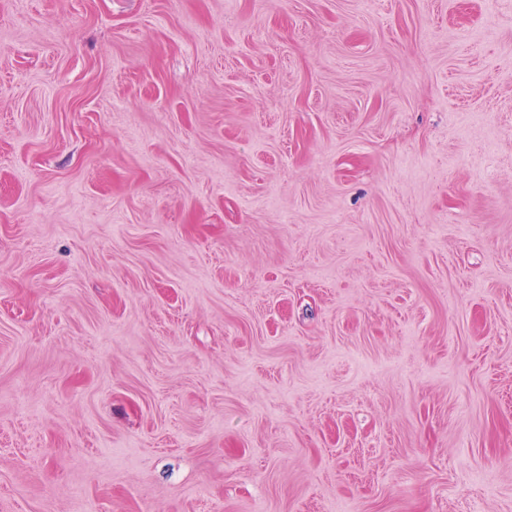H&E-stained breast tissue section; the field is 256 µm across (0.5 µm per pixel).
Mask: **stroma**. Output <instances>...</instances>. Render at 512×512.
Segmentation results:
<instances>
[{"label":"stroma","mask_w":512,"mask_h":512,"mask_svg":"<svg viewBox=\"0 0 512 512\" xmlns=\"http://www.w3.org/2000/svg\"><path fill=\"white\" fill-rule=\"evenodd\" d=\"M0 512H512V0H0Z\"/></svg>","instance_id":"1"}]
</instances>
